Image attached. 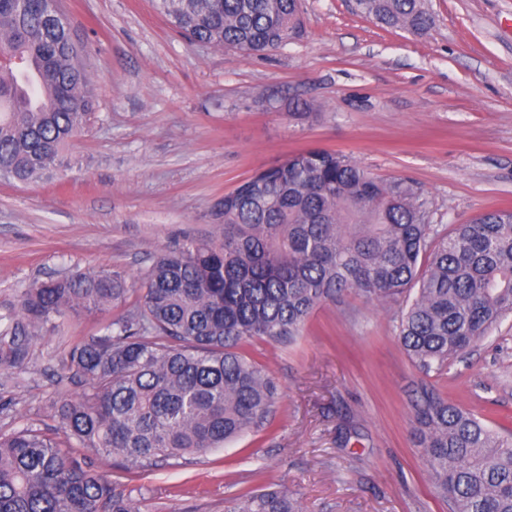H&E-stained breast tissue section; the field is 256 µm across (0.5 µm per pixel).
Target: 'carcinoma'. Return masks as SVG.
<instances>
[{"label":"carcinoma","mask_w":512,"mask_h":512,"mask_svg":"<svg viewBox=\"0 0 512 512\" xmlns=\"http://www.w3.org/2000/svg\"><path fill=\"white\" fill-rule=\"evenodd\" d=\"M0 0V178L32 182L56 167L90 122L86 47L60 0ZM191 43L260 55L302 34L297 0H152ZM381 24L425 36L427 0H356ZM222 240L160 252L133 288L119 271L37 281L0 334V365L23 358L19 337L68 312L136 309L72 348L64 367L88 387L55 403L70 444L128 469L204 455L265 427L274 380L246 342L291 344L318 305L347 290L396 301L398 337L426 373L465 354L512 313V210L448 232L410 178L379 179L333 150L296 152L224 194ZM428 476L451 512H512V435L423 390L415 404ZM0 512H134L88 461L40 429L0 433ZM225 512H300L278 489L248 491Z\"/></svg>","instance_id":"1"}]
</instances>
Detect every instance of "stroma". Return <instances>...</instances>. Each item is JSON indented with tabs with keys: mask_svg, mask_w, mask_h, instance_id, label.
<instances>
[{
	"mask_svg": "<svg viewBox=\"0 0 512 512\" xmlns=\"http://www.w3.org/2000/svg\"><path fill=\"white\" fill-rule=\"evenodd\" d=\"M61 2L88 47L94 115L48 176L0 182V331L34 281L102 267L133 281L159 252L218 234L224 194L301 149L413 179L441 231L512 209V0H430L424 37L354 0H300L302 37L250 56L188 43L150 0ZM299 99L313 118L293 116ZM136 301L58 318L0 367V432H57L53 402L86 387L64 366L69 350ZM401 308L347 292L317 306L293 344L253 339L279 392L267 429L132 472L90 460L135 512H224L268 486L301 512H449L414 404L431 388L512 430V315L427 374L401 347Z\"/></svg>",
	"mask_w": 512,
	"mask_h": 512,
	"instance_id": "obj_1",
	"label": "stroma"
}]
</instances>
